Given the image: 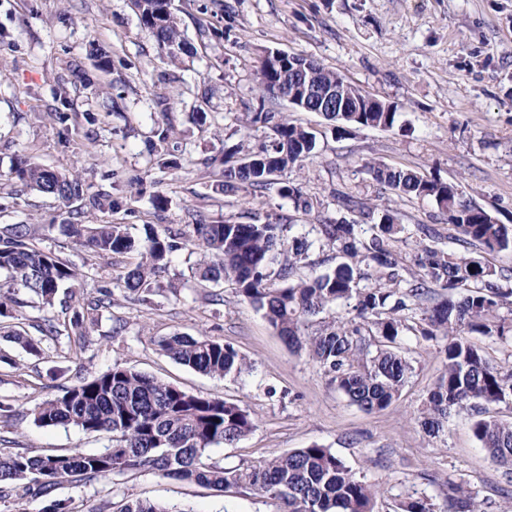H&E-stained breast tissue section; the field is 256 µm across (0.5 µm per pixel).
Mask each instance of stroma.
Masks as SVG:
<instances>
[{
	"instance_id": "1",
	"label": "stroma",
	"mask_w": 512,
	"mask_h": 512,
	"mask_svg": "<svg viewBox=\"0 0 512 512\" xmlns=\"http://www.w3.org/2000/svg\"><path fill=\"white\" fill-rule=\"evenodd\" d=\"M191 50L164 59L132 0H0V171L30 157L44 167L79 172L81 198L63 202L0 181V224H27L35 243L82 268L88 298L126 270L136 254L103 264L73 248L59 224L85 213L89 222L142 226L220 224L246 213L280 219L299 236L320 221L358 212L344 198L390 207L409 229L439 232L435 247L456 248L447 215L433 200L397 197L367 166L384 163L443 181L512 224V0H172ZM284 50L325 68L396 107L392 129L342 134L316 112L260 97L256 72L267 52ZM302 124L316 147L303 168L281 173L304 196L296 211L276 186L248 195L219 191L225 148L267 143L269 127L252 124L258 107ZM168 156L152 152L160 132ZM113 210L91 208L98 193ZM164 208H155L154 195ZM203 334L247 359L241 372L204 375L158 348L162 338ZM43 354L0 335V451L35 453L111 445L107 434L43 427L35 409L83 378L121 362L188 392L238 404L255 427L235 444L211 448L224 467L318 444L375 485L374 512H400L409 496L443 512L449 483L472 492L480 512L512 505V467L492 463L472 433L470 410L448 417L443 433L422 428L419 409L444 369V343L406 335L413 372L395 404L367 412L331 384L307 353L291 351L262 313L231 283L201 287L187 253L175 256L150 302L115 294L89 330L83 350L63 353L43 339ZM146 499L173 512H280L278 501L248 491L221 493L149 471L66 482L55 498L77 512H103L117 496Z\"/></svg>"
}]
</instances>
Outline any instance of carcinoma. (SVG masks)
Here are the masks:
<instances>
[{
    "mask_svg": "<svg viewBox=\"0 0 512 512\" xmlns=\"http://www.w3.org/2000/svg\"><path fill=\"white\" fill-rule=\"evenodd\" d=\"M143 27L171 61L188 52L170 0H133ZM304 73L294 72L288 59L264 58L256 73L261 97L274 95L294 79L314 73L323 89L344 84L337 73L304 56ZM339 128L389 129L396 110L386 112H327ZM251 122L270 126L273 137L254 150L236 146L225 153L219 188L226 194L255 191L272 185L285 169L302 167L315 148L313 135L259 106ZM374 179L399 197L431 198L448 213L456 241L472 248L463 254L452 249L421 246L415 255L417 270L406 278L395 254L407 240L406 225L384 212L364 237V225L344 218L314 226L317 237L288 238L287 225L226 220L222 224H194L192 234L182 229L158 231L145 224L137 240L126 224L62 225L75 249L104 259L135 252L139 259L116 278L113 287L136 301L152 293L157 275L174 254L193 245L201 258L191 267V277L201 282L230 280L242 300L261 311L288 346L305 350L349 400L372 412L390 407L400 396L412 364L399 347L407 332L442 338L444 371L428 392L421 408V425L431 436L444 430L448 415L467 407L476 415L475 438L489 458L512 465V423L497 419L492 411L512 404V372L494 366L473 336L503 339L512 324L499 310L512 297L504 288L502 269L488 259L512 251V224H502L476 202L465 198L456 182L430 179L413 170L369 165ZM8 179L43 195L70 200L83 194L81 177L51 170L29 159L10 168ZM305 213L314 201L291 182L278 188ZM334 246L342 261L323 271L310 262L313 246ZM309 268L303 273L301 269ZM0 271L27 290L42 307L60 303L67 321L47 319L36 329L67 345L83 348L86 321L94 312L112 306V294L90 300L76 283L79 267L64 262L33 243L30 226L0 227ZM66 289L58 299L59 290ZM434 288L448 290V297L422 310L409 322L406 312L425 300ZM345 302L355 317L323 325L318 335L304 337L301 328L311 316ZM159 349L177 362L206 375L226 376L247 364L230 344L207 336L174 334L159 342ZM35 421L42 426L72 424L82 431L109 433L112 445L96 452L77 448L64 453H0V498L49 499L44 512H73L64 500L53 498L56 487L76 478L91 480L114 474L150 471L162 478L195 483L219 491L244 488L260 497L278 500L283 512H373L376 488L357 478L328 448L312 444L285 454L261 458L246 466L224 468L209 461L213 446L240 441L254 428L251 415L224 399L187 392L133 371L116 361L105 372L66 388L38 406ZM448 500V512H478L474 498L461 487ZM116 512H170L144 500L121 499Z\"/></svg>",
    "mask_w": 512,
    "mask_h": 512,
    "instance_id": "obj_1",
    "label": "carcinoma"
}]
</instances>
